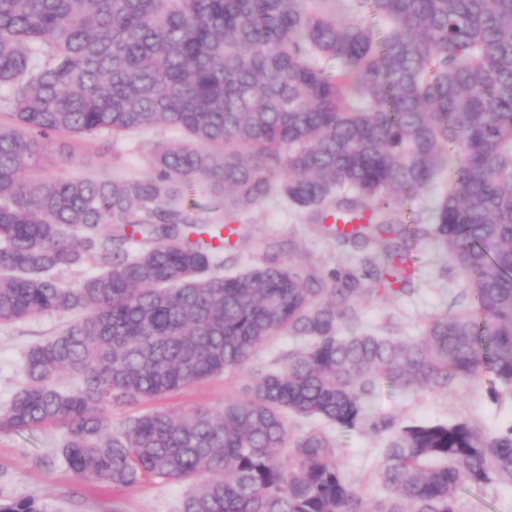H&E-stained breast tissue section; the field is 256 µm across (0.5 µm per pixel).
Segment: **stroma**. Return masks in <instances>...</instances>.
<instances>
[{
  "instance_id": "1",
  "label": "stroma",
  "mask_w": 512,
  "mask_h": 512,
  "mask_svg": "<svg viewBox=\"0 0 512 512\" xmlns=\"http://www.w3.org/2000/svg\"><path fill=\"white\" fill-rule=\"evenodd\" d=\"M175 129L159 127L111 145L96 139L68 154L55 147L44 173L48 176H101L126 179L143 174L156 145L175 141ZM236 219L246 236L232 257L242 270L266 257L322 275L356 267L360 254L351 245L336 242L308 224L297 210L273 199L241 211ZM413 269L404 294L377 297L362 307V326L370 331H392L402 337L418 335L427 317L455 308L473 307V285L429 240L411 242ZM66 317L46 313L24 321L0 325V409L8 405L22 384L21 359L34 343L55 335ZM302 340L281 336L261 346L245 370L229 369L223 375L177 392L157 404L158 409L184 411L197 406L222 407L239 398L249 379L281 367L289 353L302 348ZM375 411L392 415L402 424L453 422L466 419L495 432L512 423V393L502 390L492 372L483 371L472 383H460L445 392H411L380 386L373 399ZM293 431L318 429L335 445L347 478L363 487L369 497L381 495L376 466L384 446L382 436L369 425L340 431L320 420H291ZM65 431L50 426L36 432H0V496L37 498L47 512H178L184 484L147 479L115 491L80 481L62 456ZM464 512H512V486L491 483L465 491Z\"/></svg>"
}]
</instances>
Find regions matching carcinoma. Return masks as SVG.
<instances>
[{
  "label": "carcinoma",
  "mask_w": 512,
  "mask_h": 512,
  "mask_svg": "<svg viewBox=\"0 0 512 512\" xmlns=\"http://www.w3.org/2000/svg\"><path fill=\"white\" fill-rule=\"evenodd\" d=\"M327 2L0 0V323L69 317L25 352L0 432L60 424L77 477L186 482L179 512H463L460 488L512 485V424L400 425L371 406L382 383L444 392L485 365L512 392V0H354L391 20L383 34ZM157 126L182 138L143 176L38 174L60 137L72 155ZM449 154L456 186L433 223H405ZM197 180L224 223L191 221ZM268 198L359 245L364 269L328 288L276 261L225 269L236 214ZM408 235L474 282L475 309L410 339L358 331L360 302L404 292ZM283 334L309 344L242 398L112 420L245 368ZM290 416L388 434L383 495L366 498L331 439L294 434ZM0 512L46 510L0 496Z\"/></svg>",
  "instance_id": "1"
}]
</instances>
